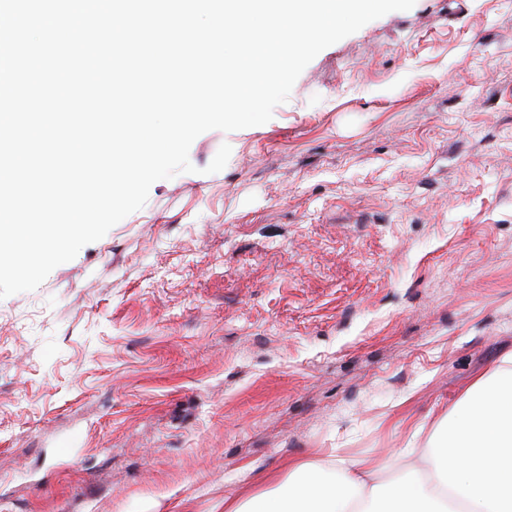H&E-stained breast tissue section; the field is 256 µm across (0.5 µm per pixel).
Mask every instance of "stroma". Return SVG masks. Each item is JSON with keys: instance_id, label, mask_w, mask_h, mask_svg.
I'll return each mask as SVG.
<instances>
[{"instance_id": "obj_1", "label": "stroma", "mask_w": 512, "mask_h": 512, "mask_svg": "<svg viewBox=\"0 0 512 512\" xmlns=\"http://www.w3.org/2000/svg\"><path fill=\"white\" fill-rule=\"evenodd\" d=\"M226 167L206 173L222 144ZM0 299V512H225L512 352V0H416Z\"/></svg>"}]
</instances>
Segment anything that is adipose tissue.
Returning a JSON list of instances; mask_svg holds the SVG:
<instances>
[{
    "mask_svg": "<svg viewBox=\"0 0 512 512\" xmlns=\"http://www.w3.org/2000/svg\"><path fill=\"white\" fill-rule=\"evenodd\" d=\"M377 463L298 465L256 512H512V354L477 377L397 478Z\"/></svg>",
    "mask_w": 512,
    "mask_h": 512,
    "instance_id": "obj_1",
    "label": "adipose tissue"
}]
</instances>
